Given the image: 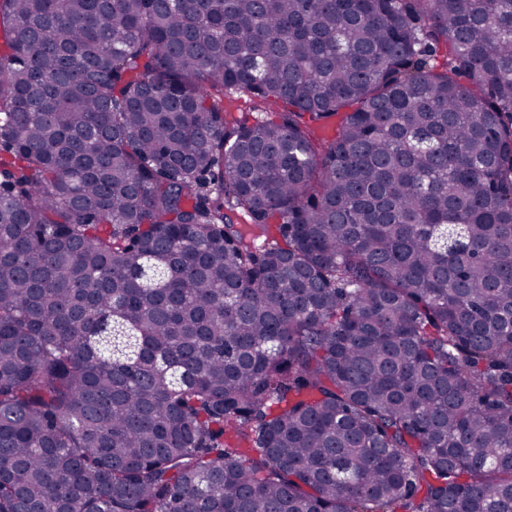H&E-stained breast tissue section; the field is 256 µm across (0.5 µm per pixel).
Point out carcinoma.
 <instances>
[{"label": "carcinoma", "mask_w": 512, "mask_h": 512, "mask_svg": "<svg viewBox=\"0 0 512 512\" xmlns=\"http://www.w3.org/2000/svg\"><path fill=\"white\" fill-rule=\"evenodd\" d=\"M0 512H512V0H0ZM281 105L258 106L248 94L239 91L224 90V112L229 118L238 121H252L257 115L274 117V112H280Z\"/></svg>", "instance_id": "1"}]
</instances>
